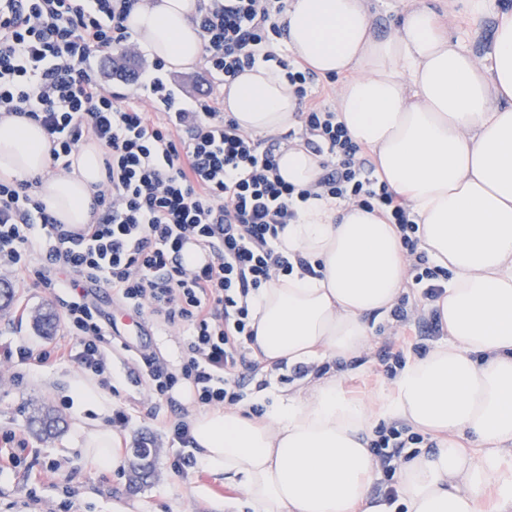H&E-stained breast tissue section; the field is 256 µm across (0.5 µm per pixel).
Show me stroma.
I'll return each instance as SVG.
<instances>
[{
    "label": "stroma",
    "mask_w": 512,
    "mask_h": 512,
    "mask_svg": "<svg viewBox=\"0 0 512 512\" xmlns=\"http://www.w3.org/2000/svg\"><path fill=\"white\" fill-rule=\"evenodd\" d=\"M495 23L494 12L486 13L475 27L452 12L445 26L452 39L480 57ZM1 288L11 289L15 299L10 308L0 311V435L15 433L26 447L17 463L0 464V512H224L225 501H243L240 488L213 477L202 466L185 474L176 471L177 461L187 451L172 446L169 437L153 424L146 388L138 383V367L126 352L116 351L112 359L115 390L109 395L112 413L107 417L91 407L75 410L69 382L81 375L77 363L52 360L35 367L11 357L9 347L18 342L46 349L69 343L63 323H56L52 335L47 336L32 320L33 312L43 307L62 313L68 292L36 287L4 270H0ZM391 325L388 317L379 322L363 357V368L347 375L345 389L351 396L366 398L390 385V378L376 371L375 353L391 339ZM36 405L61 416L57 433L42 436L30 429L28 418ZM118 412L127 417L125 426L114 421ZM98 427L119 431L127 458L141 437L151 438L155 478L133 491L128 487V466L98 467L85 450L89 431ZM50 463L56 465V472H47Z\"/></svg>",
    "instance_id": "1"
}]
</instances>
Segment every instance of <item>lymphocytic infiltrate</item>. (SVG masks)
<instances>
[{
    "label": "lymphocytic infiltrate",
    "instance_id": "f902f5d3",
    "mask_svg": "<svg viewBox=\"0 0 512 512\" xmlns=\"http://www.w3.org/2000/svg\"><path fill=\"white\" fill-rule=\"evenodd\" d=\"M139 0H0V117L38 124L53 160L77 153L90 138L103 149L105 180L95 195L98 218L76 233L59 224L37 196V180H0V269L65 288L62 355L110 387L104 347L109 319L89 296L108 289L112 301L157 324L180 327L187 338L178 365L142 355L154 411L174 404L173 389L189 382L201 408L229 409L249 386L266 389L250 345L253 297L262 285L310 271L278 249L280 235L308 200L338 199L394 224L423 304L400 300L391 310L394 337L380 356L395 374L406 351H421L439 333L428 302L440 296L447 269L431 264L406 198L376 176L353 143L335 107L313 93L318 75L296 57L281 61L275 46L288 0H198L193 23L204 47L205 88L191 107L177 100L163 61L140 93L125 92L126 60L138 56L125 21ZM119 56L111 74L100 52ZM279 61L298 100L301 145L321 159L316 183L299 189L278 174L283 142L242 131L224 111L220 86L253 68ZM51 244L39 251L38 230ZM212 252L211 262L188 260L184 240ZM409 426H378L370 446L377 469L394 473L407 445L420 442Z\"/></svg>",
    "mask_w": 512,
    "mask_h": 512
}]
</instances>
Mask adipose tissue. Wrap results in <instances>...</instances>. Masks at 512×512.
Listing matches in <instances>:
<instances>
[{"mask_svg":"<svg viewBox=\"0 0 512 512\" xmlns=\"http://www.w3.org/2000/svg\"><path fill=\"white\" fill-rule=\"evenodd\" d=\"M197 0H145L126 24L138 46L169 68L203 53L192 23ZM483 58L454 44L427 0H409L398 27L375 29L369 0H289L281 22L289 51L322 76L346 75L337 119L370 150L389 188L409 200L433 264L452 273L433 301L448 337L414 356L389 388L353 401L322 364L363 356L375 319L404 292L408 265L393 225L366 208L301 204L279 249L312 273L268 283L253 300L251 349L266 369L305 365L309 373L263 419L246 407L193 413L199 463L240 485L251 512H390L371 487L374 427L398 420L433 435L431 451L398 469L407 512H481L496 489L512 512V471L494 460L512 446V8ZM224 110L239 128L274 135L297 123V99L281 68L259 64L224 88ZM50 144L35 123L0 119V177L39 179V198L58 223H93L105 178L103 150L85 141L72 170L50 173ZM279 173L311 186L317 158L283 147Z\"/></svg>","mask_w":512,"mask_h":512,"instance_id":"ef3b65f1","label":"adipose tissue"}]
</instances>
